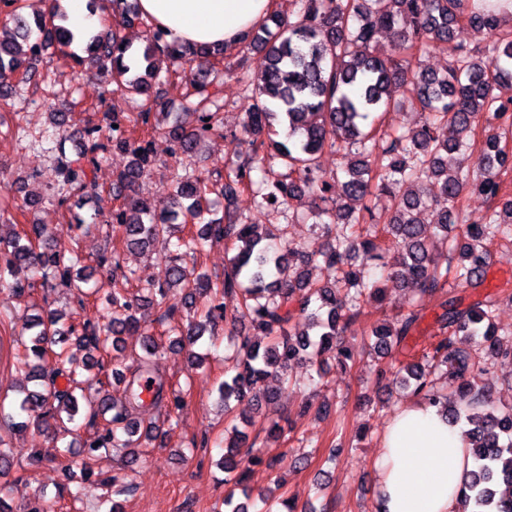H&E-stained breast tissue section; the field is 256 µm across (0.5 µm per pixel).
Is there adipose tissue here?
<instances>
[{
	"instance_id": "ef3b65f1",
	"label": "adipose tissue",
	"mask_w": 512,
	"mask_h": 512,
	"mask_svg": "<svg viewBox=\"0 0 512 512\" xmlns=\"http://www.w3.org/2000/svg\"><path fill=\"white\" fill-rule=\"evenodd\" d=\"M277 7L276 0H138L167 41L239 46ZM471 459L458 427L437 408L402 407L385 427L374 463L380 512H458Z\"/></svg>"
}]
</instances>
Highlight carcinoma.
<instances>
[{"instance_id":"obj_1","label":"carcinoma","mask_w":512,"mask_h":512,"mask_svg":"<svg viewBox=\"0 0 512 512\" xmlns=\"http://www.w3.org/2000/svg\"><path fill=\"white\" fill-rule=\"evenodd\" d=\"M121 24L102 23V29L81 38L84 55L69 53L79 66H111L112 83L120 92L143 98L141 125L156 134L151 111L160 104L155 84L154 56L162 54L189 70L193 100L188 102L195 120L174 124L168 131L177 158H191L198 147L221 136V118L211 110L212 83L194 79L214 68L223 57L221 48L185 47L169 43L160 29H150V39L140 51L120 35V26L140 19L127 0H112ZM295 17L273 12L247 36L245 44L265 51L267 68L256 84L236 78L239 89L250 95L252 110L245 113L240 142L245 152L229 166L224 178L175 173L168 200L147 204L129 192L148 175L153 165L152 137L135 135V126L112 114L106 127H92L86 142L67 156L70 137L54 122L55 132L36 139L58 153L63 184L59 199L72 189L99 196L94 169L103 142L131 156V164L116 173L112 197L124 203L109 210L107 223L130 249L145 251L162 240L171 244L165 283L141 284L135 273L120 270L119 259L99 257L100 278L85 273L83 255L53 251V233L45 224H28L8 237L0 236V287L22 295L41 275L43 282L60 280L76 290L79 307L105 293L108 311L99 319L81 323L62 321L55 312L38 311L25 321L23 350L17 367L31 385L15 387L18 409L25 414L15 427L52 430L71 436L80 450L30 449L34 462L57 464L66 470L80 468L94 474L93 462L101 451L124 450L127 463H137L142 449L162 435L160 426L141 427L135 414L146 404L167 408L166 418L179 414L185 393L155 368L166 343L189 351L190 368L199 369L205 357L194 351L204 339L227 335L232 351V375L219 383L218 402L224 414L232 402L251 395L267 401L274 392L265 388L274 376L290 383L293 363L305 362L321 373L332 360L345 369L354 360L344 333L357 318L365 292L385 295L389 288L412 284L421 294L442 293L440 332L412 361L400 365L394 378L413 396L434 405L456 424L466 418L462 431L472 468L461 497L459 512H512V406L498 408L491 388L472 381L487 365H512V346L503 342L494 313L499 293L462 306V293L487 280L491 249L512 245V196L503 198L500 175L512 170V152L502 145L500 127H512L504 117L512 114V99L500 92L512 87V36L500 35L502 17L479 7L474 0H293ZM5 19L0 21V67L20 74L27 84L37 72L33 61L53 42L71 46L76 34L65 14L52 11L29 21L19 11L18 0H0ZM488 30L493 42L480 59L455 43L461 24ZM387 30L392 41L380 45L378 34ZM448 53V67L438 73L423 65V54ZM406 106L422 112L421 125L407 131H382L370 118L377 112ZM484 123L479 148L461 134ZM383 146L376 148V137ZM357 152L346 158L344 180L327 179L319 168L325 151L349 147ZM476 152L473 169L462 171L448 164L455 154ZM281 163L286 172L273 181L255 179L264 166ZM435 179L438 199L431 200L423 183ZM341 186L342 202L322 214L342 231L318 253L291 250L274 232L276 225L250 224L234 211L237 196L247 190L258 204L279 215L295 197L309 193L325 198ZM481 195L491 203L475 222L462 214L464 195ZM224 197V216H211L209 196ZM432 210L434 237L448 246L447 261L434 253L422 214ZM224 242L235 251L224 278L212 279L197 269L207 244ZM382 269V277L366 289L363 272L348 265L354 255ZM322 265L326 280L312 282L306 268ZM239 295V306L228 309L224 296ZM160 312L156 322L165 328L167 341L155 339L142 328L146 311ZM421 310L413 308L391 325L366 331L369 347L378 354L403 351ZM247 322L268 339L264 345L237 331ZM144 336L141 353H125L123 336ZM115 351L109 355V351ZM122 385L124 397L115 400L100 389L84 393L83 384L100 375ZM64 379L65 384L58 383ZM108 427L101 430L98 421ZM251 417L240 418L224 442L219 466L231 486L224 505L232 512H247L233 504L235 490L250 497L247 478L261 458L242 451L245 428ZM13 449L0 440V493L19 490L21 479L6 480L13 465ZM262 512H296L290 499L259 493Z\"/></svg>"}]
</instances>
